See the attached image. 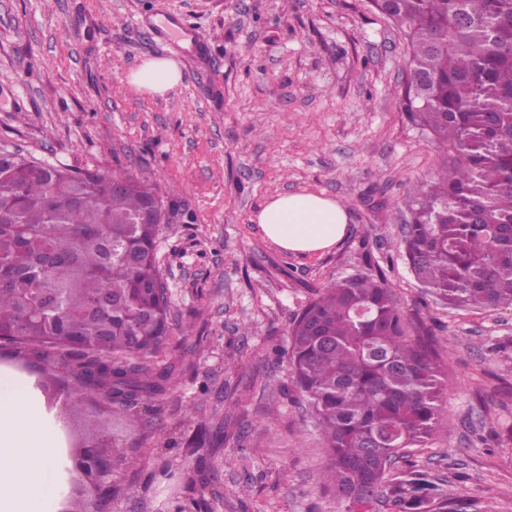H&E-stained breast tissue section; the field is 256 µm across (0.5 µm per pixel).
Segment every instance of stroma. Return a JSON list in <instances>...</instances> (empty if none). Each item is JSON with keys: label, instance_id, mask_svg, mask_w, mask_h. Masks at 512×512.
Listing matches in <instances>:
<instances>
[{"label": "stroma", "instance_id": "1", "mask_svg": "<svg viewBox=\"0 0 512 512\" xmlns=\"http://www.w3.org/2000/svg\"><path fill=\"white\" fill-rule=\"evenodd\" d=\"M205 52L166 46L160 16ZM175 60L168 95L128 72ZM407 43L371 0H0V150L142 178L168 214L156 239L168 375L144 423L115 437L109 512H345L289 367V326L329 283L382 276L437 342L441 417L408 466L455 512H512V308L452 309L399 251L440 157L403 112ZM335 199L347 236L283 251L252 216L283 193ZM191 333H184V326Z\"/></svg>", "mask_w": 512, "mask_h": 512}]
</instances>
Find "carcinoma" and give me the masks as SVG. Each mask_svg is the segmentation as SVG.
Instances as JSON below:
<instances>
[{
	"label": "carcinoma",
	"instance_id": "1",
	"mask_svg": "<svg viewBox=\"0 0 512 512\" xmlns=\"http://www.w3.org/2000/svg\"><path fill=\"white\" fill-rule=\"evenodd\" d=\"M410 46L402 106L441 162L399 244L426 292L454 308L512 307V0H374ZM0 151V350L23 367L62 355L72 406L106 396L130 421L166 389L147 359L167 343L151 185ZM292 378L347 512H448L442 488L392 462L441 414L434 350L381 279L322 288L289 329Z\"/></svg>",
	"mask_w": 512,
	"mask_h": 512
}]
</instances>
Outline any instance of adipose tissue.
<instances>
[{
	"label": "adipose tissue",
	"mask_w": 512,
	"mask_h": 512,
	"mask_svg": "<svg viewBox=\"0 0 512 512\" xmlns=\"http://www.w3.org/2000/svg\"><path fill=\"white\" fill-rule=\"evenodd\" d=\"M127 79L156 95L183 81L176 61L143 60ZM264 236L283 250L325 251L348 233V212L336 200L314 193L272 196L253 216ZM63 423L49 412L34 378L0 369V512H57L70 463L57 452Z\"/></svg>",
	"instance_id": "adipose-tissue-1"
}]
</instances>
